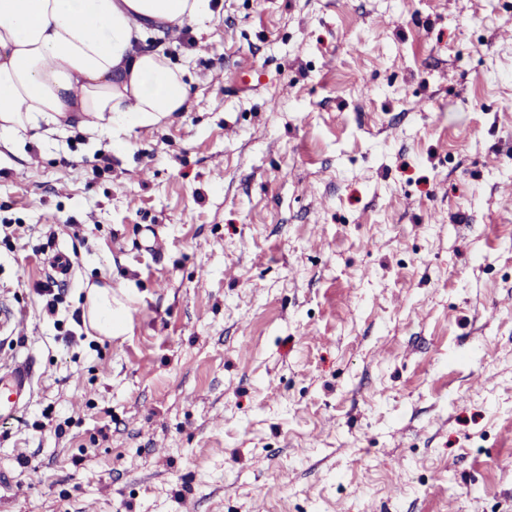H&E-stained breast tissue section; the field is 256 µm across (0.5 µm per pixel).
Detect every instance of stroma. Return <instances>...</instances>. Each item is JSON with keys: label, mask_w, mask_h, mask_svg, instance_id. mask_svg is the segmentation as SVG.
<instances>
[{"label": "stroma", "mask_w": 512, "mask_h": 512, "mask_svg": "<svg viewBox=\"0 0 512 512\" xmlns=\"http://www.w3.org/2000/svg\"><path fill=\"white\" fill-rule=\"evenodd\" d=\"M211 4L184 111L0 150V512H512V0ZM55 287L57 289H55ZM60 291L61 288L59 281L49 274L45 275V281L40 284L39 288H37V294L43 301V309L50 317L57 315L59 305L63 301ZM92 329L104 336L112 334V290L91 284L87 292V311ZM33 365L17 358L0 366V420L15 416L29 402L33 391Z\"/></svg>", "instance_id": "1"}]
</instances>
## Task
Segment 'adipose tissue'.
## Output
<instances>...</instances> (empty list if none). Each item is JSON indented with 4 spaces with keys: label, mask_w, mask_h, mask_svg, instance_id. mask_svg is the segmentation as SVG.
<instances>
[{
    "label": "adipose tissue",
    "mask_w": 512,
    "mask_h": 512,
    "mask_svg": "<svg viewBox=\"0 0 512 512\" xmlns=\"http://www.w3.org/2000/svg\"><path fill=\"white\" fill-rule=\"evenodd\" d=\"M213 17L211 0H0V138L40 118L134 127L182 111L185 72L145 35Z\"/></svg>",
    "instance_id": "obj_1"
}]
</instances>
